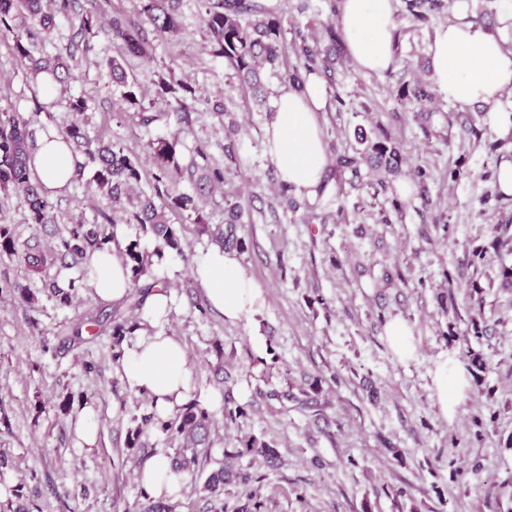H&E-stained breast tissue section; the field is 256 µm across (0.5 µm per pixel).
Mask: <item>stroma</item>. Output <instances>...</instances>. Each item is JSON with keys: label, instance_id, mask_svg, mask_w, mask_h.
<instances>
[{"label": "stroma", "instance_id": "stroma-1", "mask_svg": "<svg viewBox=\"0 0 512 512\" xmlns=\"http://www.w3.org/2000/svg\"><path fill=\"white\" fill-rule=\"evenodd\" d=\"M485 0H449L448 11L424 26H413L402 0L395 4L399 36L396 61L380 75L366 74L352 62L338 67L337 88L347 110L326 107L321 126L326 144H353L356 126L381 124L402 140L410 165L424 167L432 201L424 206L417 189L401 193V211L391 195L371 199L352 188L327 164L322 192L310 196V210L292 211L279 196L278 176L264 143L270 103L281 84L265 79L268 101L256 103L223 60L213 58L201 23L199 0H180L183 43H155L150 69L137 66L131 79L143 88L152 112H172L174 99H161L153 74L175 65L209 98L190 103L192 123L181 135L182 154L203 149L231 168V190L242 208L237 233L247 247L237 258L263 290L265 308L255 323L231 324L213 311L202 312L205 298L192 269L205 252L186 216L184 256H165L159 266L172 282L170 329L185 343L193 372L191 394L213 419L204 448L212 461L236 448L237 436L255 434L278 448L282 462L271 468L241 459L256 480L252 493L269 512H512V285L503 286L501 266L512 253L497 256L490 246L496 227L512 216V194L493 195L492 175L512 142L492 125L481 105L455 107L440 101L439 111L420 118L413 104L397 98L403 60L424 65L437 28L461 15H476ZM500 12L512 0L490 4ZM110 41H95L82 55L71 80L52 93L39 91L6 41L0 40V109L30 115L49 105L51 118L38 132L67 124L66 101L86 96L92 136L125 151L144 154L150 136L164 124L144 128L120 115L119 92L99 74L97 57L115 55ZM227 113H213L212 100ZM455 112V122L445 115ZM480 130L465 140L464 126ZM87 175L53 198L56 221L27 224L16 199L0 201L18 243L58 245L76 217L93 220L111 213L108 198H87ZM389 223H381V213ZM446 216L447 229L435 227ZM79 271L54 263L47 277L27 271L18 257L0 254V453L9 465L6 500L21 490L33 512H124L142 500L134 464L126 447L132 416L150 412L143 396L121 379L117 358L129 338L84 333L75 346L63 335L86 311L101 309L93 289H78L72 306H60L44 293L46 282L67 287ZM23 283L38 293L34 305L21 304L10 286ZM408 329L405 350L386 334L392 319ZM482 338H475V330ZM498 362L492 372H468L467 349ZM454 362L455 399L441 404L438 385ZM93 364L85 372V364ZM324 376L321 413H301L292 402L268 398L270 390L293 393ZM73 409L61 412L64 396ZM244 409L235 430L224 428V398ZM96 415L98 440L92 450L77 447V410ZM399 449L404 463L389 451ZM402 497H395V490Z\"/></svg>", "mask_w": 512, "mask_h": 512}]
</instances>
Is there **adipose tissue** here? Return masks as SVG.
<instances>
[{
    "instance_id": "1",
    "label": "adipose tissue",
    "mask_w": 512,
    "mask_h": 512,
    "mask_svg": "<svg viewBox=\"0 0 512 512\" xmlns=\"http://www.w3.org/2000/svg\"><path fill=\"white\" fill-rule=\"evenodd\" d=\"M393 14L394 0H339L336 22L346 54L360 71L379 74L393 63ZM428 59L429 79L446 101L463 107L482 104L491 124H512V112L501 106L503 97L512 95V12L501 16L495 34L463 18L440 26ZM324 105L319 79H310L301 92L289 85L281 87L274 98L273 117L265 127V144L278 179L299 195L315 191L326 166L320 122ZM30 168L52 196L68 190L77 173L72 151L56 134L39 138ZM87 267L101 302L125 299L130 272L115 247L92 252ZM193 273L209 305L225 321L235 324L262 310V290L234 254L210 248L198 258ZM173 306L171 291L153 290L141 313L147 328L132 336V346L118 367L129 389L147 395L156 414L164 419L180 411L192 390L186 347L168 328ZM135 475L145 493L155 498L174 496L182 484L162 452L145 460Z\"/></svg>"
}]
</instances>
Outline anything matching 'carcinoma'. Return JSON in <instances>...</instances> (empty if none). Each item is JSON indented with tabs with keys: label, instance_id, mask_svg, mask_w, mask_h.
I'll return each instance as SVG.
<instances>
[{
	"label": "carcinoma",
	"instance_id": "carcinoma-1",
	"mask_svg": "<svg viewBox=\"0 0 512 512\" xmlns=\"http://www.w3.org/2000/svg\"><path fill=\"white\" fill-rule=\"evenodd\" d=\"M203 29L213 57L224 60L240 83L258 97L263 91L262 75L277 77L285 84L303 88L311 77L322 79L330 90L335 111H344L345 101L336 91L335 64L342 58L344 43L336 25L317 23L314 20L304 27H288V17L270 0H201ZM445 7V0H405V10L417 25L430 22ZM28 14L46 35L57 25V18L76 14L77 39L58 48L55 53L35 55L32 43L23 33L14 30L12 23L21 14ZM138 15L144 17L151 30L123 14L107 17L98 0H86L79 6L77 0H0V37L11 36L9 44L13 54L25 65L32 77L43 76L50 82L64 81L80 51L87 52L91 41L98 37L112 40L119 47L117 55L102 56L96 60L101 74L121 91V103L132 110V117L140 124L149 126L158 121L165 125L188 122L189 111L184 99L205 97V93L186 82L168 67L157 72L156 84L163 96H171L181 103L177 112L147 113L136 81L128 80L127 69L135 64L149 66L154 61L153 44L148 33L162 40H169L182 33L180 15L174 0H139ZM292 38H287L288 31ZM399 97L413 103L420 112H433L436 96L431 83L414 70L410 62L402 67L401 82L397 88ZM72 120L60 131L73 151L83 158L82 166L92 170V191L121 205V223L136 224L144 235L156 243L153 251L141 248L139 241L130 242L124 257L132 274V289L123 301L129 309L142 311L149 294L157 285L169 289L167 277L152 269L154 261H162L165 252L183 254L179 228L170 219L172 213H185L194 218L196 234L209 237L223 248H244L243 239L237 236L235 220L226 226L210 224L202 214V208L212 196L223 190L231 181L230 172L209 161L202 151L184 162L179 150L180 132L158 136L148 141L146 155L151 167L150 191L141 188L145 173L144 163L138 155L125 152L119 144L93 138L87 131L85 113L88 102L82 97L68 101ZM40 109L26 118L18 112L0 113V194L16 197L28 212L27 221L37 227L56 223L54 204L41 183L31 175L29 162L36 146V130L33 128ZM356 146L352 152L336 154L335 164L339 171L350 173V181L364 182L362 170L376 175L366 183L371 195L386 192L393 182L404 176L407 163L405 146L387 131L375 124L370 129L358 127L354 131ZM203 163H198L196 158ZM194 169L202 174L193 184L192 192L180 189L184 173ZM109 218L103 222L78 221L67 225L66 236L61 239L63 257L79 265L87 253L112 242L106 232ZM0 253L21 254L28 269L34 274L46 272L47 253L39 245H27L21 252L9 228L0 223ZM97 328V333H108L118 338L136 330L137 324L128 323L117 314L103 315L87 312L71 324L70 335L81 339L83 329ZM209 413L196 402L186 404L175 417L163 420L151 412L133 421L141 424L131 430L127 447L135 449L143 426L150 425L170 440L175 448L168 454L172 470L191 477L205 476L202 491L201 512H224V496L234 488L247 486L253 474L235 466V460L249 455L254 460L274 466L279 452L266 440L256 435L239 440L240 448L224 452V461L205 472L206 463L199 458L198 443L209 426ZM145 503L139 512H175L176 505L164 498L144 496Z\"/></svg>",
	"mask_w": 512,
	"mask_h": 512
}]
</instances>
